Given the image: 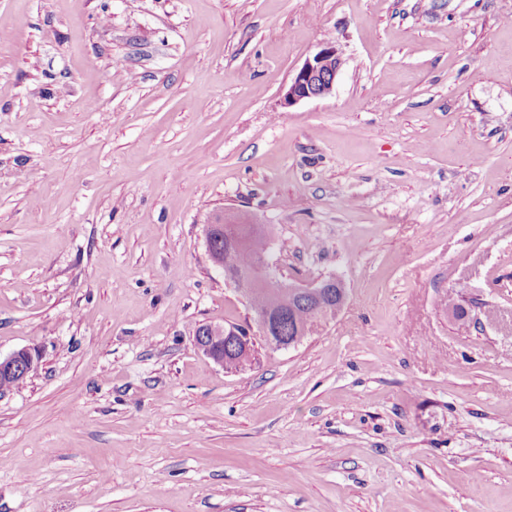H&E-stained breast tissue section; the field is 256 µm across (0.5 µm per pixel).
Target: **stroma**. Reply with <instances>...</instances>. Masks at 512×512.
Instances as JSON below:
<instances>
[{
	"label": "stroma",
	"instance_id": "35a3bbf8",
	"mask_svg": "<svg viewBox=\"0 0 512 512\" xmlns=\"http://www.w3.org/2000/svg\"><path fill=\"white\" fill-rule=\"evenodd\" d=\"M0 512H512V0H0ZM332 96L283 88L324 42ZM347 302L252 322L204 226ZM467 315L456 318L452 309ZM239 223L238 225L244 226L245 230H247L245 246L241 249H234L229 254L225 241L216 240L213 247L216 252L224 253V262L209 254L210 259L214 266L223 274L225 263H232L239 271L228 273L225 276V282L232 285L247 301L257 292L265 293L269 299V307L265 309L267 301L261 295L255 296L251 300V311L255 312L265 309L258 312L254 319L257 328L256 332L251 330V326L246 328L244 332H239L234 328L242 326L239 324H227L229 328L224 327V325L211 324L212 340L210 342H207L202 336L194 338V344L198 352L227 370H241L251 366L252 362L256 359V342H253L251 348L245 349L232 342L226 344L224 339L223 356L220 352V346L216 344L220 339L224 337H238L242 342L250 345L252 338L260 335L267 337L272 347L287 349L290 347L288 344L272 340V334L276 330L279 311L289 306L290 302L297 297H318L325 288L342 283L335 274H331L316 283L308 285L284 284L276 273L271 271L266 258H262L267 257L270 261V251L274 245L267 231L260 228L258 224H249L250 222L246 218L239 217ZM254 265L255 267L252 270H240L252 268ZM229 332L236 336H226ZM331 297L327 296L319 300H310L304 302H295L288 308L284 325L283 336L294 340L298 329H303L308 323H312L324 305L331 302ZM38 362L37 352L31 348H22L3 358L0 356V381L13 378L16 379L14 385L22 382L37 369Z\"/></svg>",
	"mask_w": 512,
	"mask_h": 512
}]
</instances>
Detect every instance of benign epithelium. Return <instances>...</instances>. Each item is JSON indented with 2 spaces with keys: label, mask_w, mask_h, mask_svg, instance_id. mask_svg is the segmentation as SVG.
Returning <instances> with one entry per match:
<instances>
[{
  "label": "benign epithelium",
  "mask_w": 512,
  "mask_h": 512,
  "mask_svg": "<svg viewBox=\"0 0 512 512\" xmlns=\"http://www.w3.org/2000/svg\"><path fill=\"white\" fill-rule=\"evenodd\" d=\"M341 66L342 60L336 46L331 42L325 43L305 60L288 83L283 96L284 104L292 106L301 101L329 96L334 90ZM225 282L247 300L257 292L265 293L269 299V307L257 313L254 331L248 328L240 332L234 327L213 324L211 340L208 341L202 336L194 338L197 351L220 367L224 366V356L217 342L230 332L248 345L254 336L260 335L270 339L271 346L276 349L289 348L288 344L273 340L279 311L289 306L297 297H318L324 289L341 283V280L331 274L308 285H286L271 271L267 260L262 258L251 270L227 274ZM38 362L37 352L31 348H22L6 357H0V380L13 378L20 383L37 369Z\"/></svg>",
  "instance_id": "1"
}]
</instances>
